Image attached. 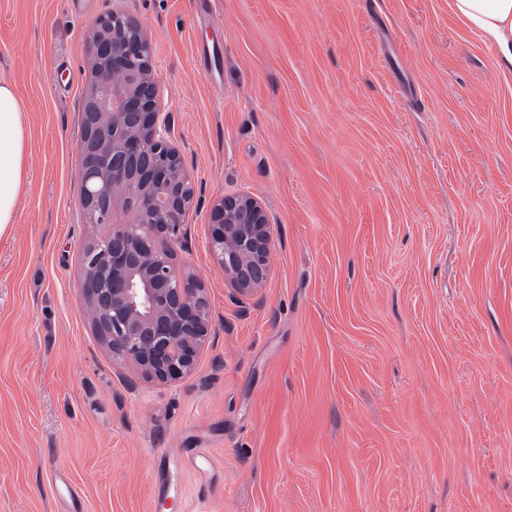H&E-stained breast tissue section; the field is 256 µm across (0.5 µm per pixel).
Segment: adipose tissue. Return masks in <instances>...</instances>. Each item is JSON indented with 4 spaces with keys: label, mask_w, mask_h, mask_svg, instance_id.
I'll return each instance as SVG.
<instances>
[{
    "label": "adipose tissue",
    "mask_w": 512,
    "mask_h": 512,
    "mask_svg": "<svg viewBox=\"0 0 512 512\" xmlns=\"http://www.w3.org/2000/svg\"><path fill=\"white\" fill-rule=\"evenodd\" d=\"M453 7L512 66V0H453ZM26 129V112L13 84L0 80V235L15 221L26 181Z\"/></svg>",
    "instance_id": "adipose-tissue-1"
}]
</instances>
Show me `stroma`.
I'll list each match as a JSON object with an SVG mask.
<instances>
[{"label": "stroma", "mask_w": 512, "mask_h": 512, "mask_svg": "<svg viewBox=\"0 0 512 512\" xmlns=\"http://www.w3.org/2000/svg\"><path fill=\"white\" fill-rule=\"evenodd\" d=\"M197 185L179 252L211 333L181 378L88 313L77 181L90 24L0 0L27 182L0 236V512H512V70L453 0H123ZM259 197L271 273L209 249ZM189 448L205 452L183 470ZM168 495L154 497L158 482ZM210 247L238 292L262 288L270 272L273 224L264 203L247 194H224L212 209Z\"/></svg>", "instance_id": "35a3bbf8"}]
</instances>
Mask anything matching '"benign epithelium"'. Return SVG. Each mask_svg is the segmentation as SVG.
<instances>
[{
	"label": "benign epithelium",
	"instance_id": "1",
	"mask_svg": "<svg viewBox=\"0 0 512 512\" xmlns=\"http://www.w3.org/2000/svg\"><path fill=\"white\" fill-rule=\"evenodd\" d=\"M80 114L81 204L91 224H109L114 202L131 222L84 252L92 321L112 356L144 378L169 382L191 370L210 333L205 288L178 258L195 184L162 111L149 36L122 9L97 18ZM273 225L264 203L226 194L212 209L210 247L238 292L270 272Z\"/></svg>",
	"mask_w": 512,
	"mask_h": 512
}]
</instances>
